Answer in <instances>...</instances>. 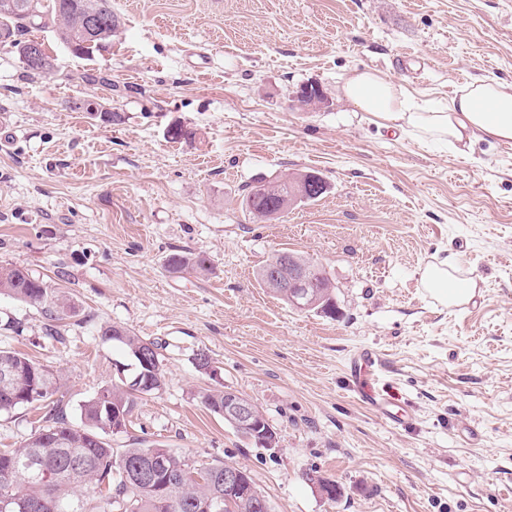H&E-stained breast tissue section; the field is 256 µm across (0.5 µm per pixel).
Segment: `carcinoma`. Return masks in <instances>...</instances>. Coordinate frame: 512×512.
I'll return each instance as SVG.
<instances>
[{
    "mask_svg": "<svg viewBox=\"0 0 512 512\" xmlns=\"http://www.w3.org/2000/svg\"><path fill=\"white\" fill-rule=\"evenodd\" d=\"M94 9L101 23L94 37L84 30V7ZM119 20L112 12V0H8L0 8V48L18 55L24 68L33 76L45 70L27 64L24 46L31 42L26 32L31 29L52 28L59 41L74 54L90 57L112 45V37L118 30ZM315 173H297L270 182L267 192L254 195L245 203L246 209L256 219L265 221L279 218L296 202L300 186ZM308 266L315 281L309 292L318 295L321 303L315 310L326 315L336 313L333 286L322 265L297 257ZM171 274L192 272L205 274L211 261L204 254L173 253L165 263ZM58 283L51 285L33 276L27 269L14 265H0V295L6 294L39 309L45 319V336L59 339V323L76 315V307L62 282L67 272L56 271ZM105 341L122 346L134 360L135 370L127 380L117 379L112 385L99 390L80 406L81 423L69 421L61 400H53L60 390L59 376L49 367L20 353L0 349V373L8 371L20 387V393L9 394L0 388V412H10L23 406L53 402L46 418L48 424L33 433L12 450L0 451V499L5 496L19 497L29 503L58 499L59 512H95L89 493L99 495L107 512H206L203 506L224 494V464H197L176 456L166 448H127L121 454L114 453L105 435L112 432V410L131 417L143 391L127 386L132 378L144 371L137 357V348L148 343L131 331L109 325L99 329ZM28 396H22V393ZM206 408L224 416V390L208 389L201 394ZM146 455L163 459L166 469L173 474L192 467L190 475L171 485L162 497L153 490L137 483V464ZM36 457L49 465V482L33 476L25 462ZM306 480L322 490H331L336 501L340 488L336 482L314 473L306 474Z\"/></svg>",
    "mask_w": 512,
    "mask_h": 512,
    "instance_id": "obj_1",
    "label": "carcinoma"
}]
</instances>
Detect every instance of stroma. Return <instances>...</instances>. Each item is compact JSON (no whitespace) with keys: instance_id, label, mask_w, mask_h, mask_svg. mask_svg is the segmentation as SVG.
<instances>
[{"instance_id":"stroma-1","label":"stroma","mask_w":512,"mask_h":512,"mask_svg":"<svg viewBox=\"0 0 512 512\" xmlns=\"http://www.w3.org/2000/svg\"><path fill=\"white\" fill-rule=\"evenodd\" d=\"M120 29L31 77L0 52V264L67 290L78 314L59 340L29 304L0 295V348L48 365L68 419L129 362L104 325L161 345L163 388L139 400L114 452L161 446L250 472L270 512H512V143L472 156L419 144L355 111L338 88L373 69L418 100L447 104L485 76L512 84V0H112ZM316 85L327 107L304 111ZM92 100L106 124L75 110ZM186 134L173 138L174 127ZM315 171L314 201L258 221L247 185ZM316 260L336 316L265 288L279 251ZM201 253L208 275L170 274ZM478 286L474 307L442 306L420 283L442 260ZM379 359V415L349 383ZM206 352L217 377L200 372ZM238 391L275 447L255 445L202 404ZM45 409L0 413V450L45 424ZM342 488L327 501L304 475ZM165 266L171 274L184 272L205 274L210 270L211 261L204 254L173 253L167 258Z\"/></svg>"}]
</instances>
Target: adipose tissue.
Returning a JSON list of instances; mask_svg holds the SVG:
<instances>
[{"label": "adipose tissue", "mask_w": 512, "mask_h": 512, "mask_svg": "<svg viewBox=\"0 0 512 512\" xmlns=\"http://www.w3.org/2000/svg\"><path fill=\"white\" fill-rule=\"evenodd\" d=\"M343 97L384 127L420 143H444L466 153L475 142L512 141V85L485 77L462 86L447 106L431 108L418 103L400 83L371 70H356L344 78ZM422 283L435 298L461 303L474 294V282H461L453 266H429Z\"/></svg>", "instance_id": "adipose-tissue-1"}]
</instances>
